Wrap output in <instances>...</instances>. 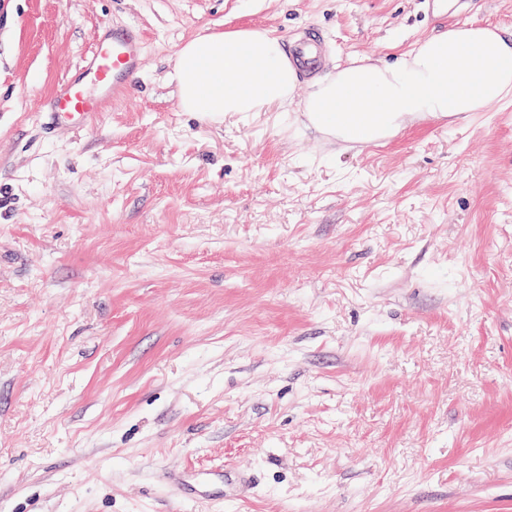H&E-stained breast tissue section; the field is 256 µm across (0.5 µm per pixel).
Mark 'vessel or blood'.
Segmentation results:
<instances>
[{
    "label": "vessel or blood",
    "mask_w": 512,
    "mask_h": 512,
    "mask_svg": "<svg viewBox=\"0 0 512 512\" xmlns=\"http://www.w3.org/2000/svg\"><path fill=\"white\" fill-rule=\"evenodd\" d=\"M288 53L303 73L311 75L321 64L319 31L304 30L288 39ZM144 33L135 25H99L90 48L77 67L58 82L47 103L51 125L89 126L93 117L112 102L124 99L142 67Z\"/></svg>",
    "instance_id": "1"
}]
</instances>
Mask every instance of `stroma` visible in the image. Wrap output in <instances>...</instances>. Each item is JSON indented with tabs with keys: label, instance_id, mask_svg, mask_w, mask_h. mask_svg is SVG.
<instances>
[{
	"label": "stroma",
	"instance_id": "35a3bbf8",
	"mask_svg": "<svg viewBox=\"0 0 512 512\" xmlns=\"http://www.w3.org/2000/svg\"><path fill=\"white\" fill-rule=\"evenodd\" d=\"M105 21L130 96L47 132ZM469 25L512 0H0V512H512V99L357 147L172 78L203 35L315 27L329 75Z\"/></svg>",
	"mask_w": 512,
	"mask_h": 512
}]
</instances>
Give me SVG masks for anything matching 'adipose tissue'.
Listing matches in <instances>:
<instances>
[{
  "label": "adipose tissue",
  "mask_w": 512,
  "mask_h": 512,
  "mask_svg": "<svg viewBox=\"0 0 512 512\" xmlns=\"http://www.w3.org/2000/svg\"><path fill=\"white\" fill-rule=\"evenodd\" d=\"M184 111L200 116L286 109L297 73L262 30L199 36L177 53ZM512 96V36L485 26L429 37L398 64L361 62L317 82L301 110L317 130L365 144L424 115L462 118Z\"/></svg>",
  "instance_id": "adipose-tissue-1"
}]
</instances>
